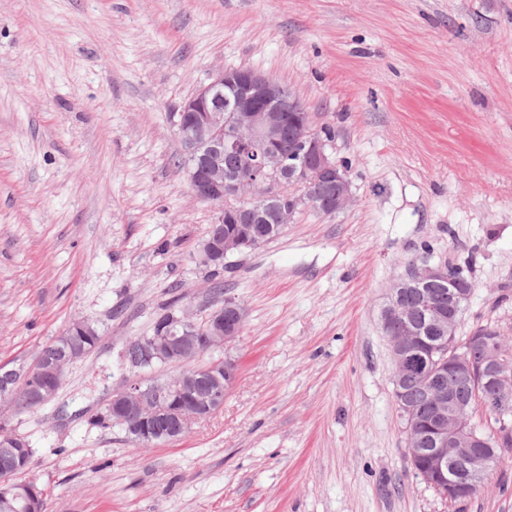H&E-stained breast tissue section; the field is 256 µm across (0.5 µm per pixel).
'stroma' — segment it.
I'll use <instances>...</instances> for the list:
<instances>
[{
  "label": "stroma",
  "instance_id": "35a3bbf8",
  "mask_svg": "<svg viewBox=\"0 0 512 512\" xmlns=\"http://www.w3.org/2000/svg\"><path fill=\"white\" fill-rule=\"evenodd\" d=\"M221 67L334 129L353 201L214 279L172 114ZM426 250L476 285L460 333L512 337V0H0V367L100 332L10 422L49 512H512V457L454 504L404 453L380 312ZM214 280L246 311L223 409L149 447L92 426L126 344Z\"/></svg>",
  "mask_w": 512,
  "mask_h": 512
}]
</instances>
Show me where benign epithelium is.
<instances>
[{
  "label": "benign epithelium",
  "instance_id": "obj_1",
  "mask_svg": "<svg viewBox=\"0 0 512 512\" xmlns=\"http://www.w3.org/2000/svg\"><path fill=\"white\" fill-rule=\"evenodd\" d=\"M185 171L197 200L215 212L214 223H224V206L240 198L246 182L224 171V155H234L255 169L262 193L257 202L232 212L238 224H258L270 203L278 205V222L292 224L297 212L314 210L334 215L351 201L347 171L336 161L328 142L316 129L306 107L296 97H287L281 83L251 68H221L209 82L182 102L174 113ZM289 133L293 159L286 161L280 143ZM296 182L301 192L282 198L285 180ZM266 244L257 239L244 245L241 239H224V262ZM448 284V304L441 302L409 306L400 301L401 289ZM470 289L459 288L444 263L420 256L405 267L381 311V326L387 337L397 392L412 377L424 383L433 413L428 427L429 448H414V432L406 427L405 453L410 459L425 454L429 465L419 476L429 486L447 481L442 497L466 502L480 490L490 462L512 442V354L503 350L500 330L479 325L467 336H457L463 309L462 298ZM422 314L423 325L404 322L407 314ZM245 310L235 300L211 299L202 319L179 307L166 322L165 331L140 343L127 365L132 370L159 360L179 367L202 353L220 358L197 373L172 374L162 383L132 381L112 392V422L128 435L150 442L148 422L163 413L175 416L178 425L170 440L186 435L191 423L207 419L224 407L238 377L237 362L224 349L239 338ZM81 350H71L60 360H43L26 372L31 383L30 399L40 404L55 396L65 382L70 366L82 360ZM449 371L470 387V396L460 401L451 396L443 378ZM205 378L212 392L195 401L190 410L172 408L173 392H188ZM482 413L485 422L473 421ZM452 461H466L471 471L458 479L449 472Z\"/></svg>",
  "mask_w": 512,
  "mask_h": 512
}]
</instances>
